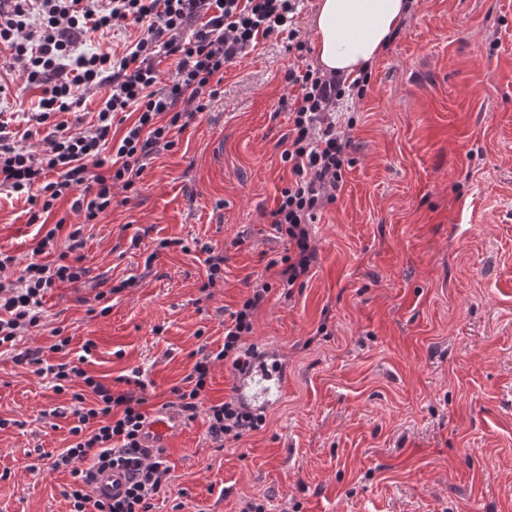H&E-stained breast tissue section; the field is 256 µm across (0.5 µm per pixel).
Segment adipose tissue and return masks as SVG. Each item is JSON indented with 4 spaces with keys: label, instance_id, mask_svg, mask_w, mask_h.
<instances>
[{
    "label": "adipose tissue",
    "instance_id": "ef3b65f1",
    "mask_svg": "<svg viewBox=\"0 0 512 512\" xmlns=\"http://www.w3.org/2000/svg\"><path fill=\"white\" fill-rule=\"evenodd\" d=\"M411 8V0H318L312 32L321 69L353 77L368 70Z\"/></svg>",
    "mask_w": 512,
    "mask_h": 512
}]
</instances>
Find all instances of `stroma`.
Returning <instances> with one entry per match:
<instances>
[{
  "instance_id": "obj_1",
  "label": "stroma",
  "mask_w": 512,
  "mask_h": 512,
  "mask_svg": "<svg viewBox=\"0 0 512 512\" xmlns=\"http://www.w3.org/2000/svg\"><path fill=\"white\" fill-rule=\"evenodd\" d=\"M293 56L260 41L225 68L222 93L87 226L86 283L48 290L42 329L18 349L70 359L108 382L138 369L155 413L224 323L269 284L243 346L288 372L278 405L216 447L206 412L164 454L154 512H512V0H414L347 113L355 150L318 212L315 266L284 288L269 213L288 183L280 100ZM25 197L0 194V250L29 259ZM223 280L202 291L207 250ZM135 277L133 287L119 283ZM115 287L110 311L87 300ZM70 403L0 354V512H70Z\"/></svg>"
}]
</instances>
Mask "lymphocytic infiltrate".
Returning <instances> with one entry per match:
<instances>
[{
  "label": "lymphocytic infiltrate",
  "mask_w": 512,
  "mask_h": 512,
  "mask_svg": "<svg viewBox=\"0 0 512 512\" xmlns=\"http://www.w3.org/2000/svg\"><path fill=\"white\" fill-rule=\"evenodd\" d=\"M299 0H0V51L19 64L26 86L40 89L36 105L21 113L25 126L13 129L0 109V191L26 195L29 223H41L63 199L72 211L96 220L112 206V188H133L152 155L174 147L178 123L205 111L220 91L212 82L225 67L256 47L260 39L284 36L295 61L285 73L297 94L289 107L293 126L282 152L292 179L270 211L271 224L287 252L280 277L288 287L308 276L315 260L308 226L318 211L335 202L343 169L354 143L337 126L336 112L350 98L362 97L368 76L350 80L329 75L308 63L309 48L293 26ZM137 25L142 31L124 54L84 50L85 42L106 32ZM177 59L175 74L162 79L154 61ZM102 93L100 107L88 126L70 124L66 113L80 107L87 95ZM194 103V111L184 103ZM135 113L122 137H114L115 118ZM48 127L45 148L35 153L24 143L34 130ZM67 246L56 251L58 234ZM31 258L18 263L0 253V348L14 347L43 319L45 292L62 284L84 282L88 268L73 254L83 246V227L63 231L61 224L36 232ZM266 288H254L224 328V346L217 354L196 360L185 386L173 387V406L194 419L208 413L213 443L240 440L262 426V416L235 399L205 404L208 374L215 360L244 369L252 354L240 340L252 329L254 313L266 299ZM15 362L49 376L55 392H71L80 382L85 392H71L72 442L51 463L69 470L73 481L65 492L72 512H152L156 496L168 486L164 451L143 442L148 420L143 381L114 391L74 361L45 364L40 350L27 349ZM94 402H87V395ZM112 467L127 473L118 495L94 491L92 470Z\"/></svg>",
  "instance_id": "1"
}]
</instances>
